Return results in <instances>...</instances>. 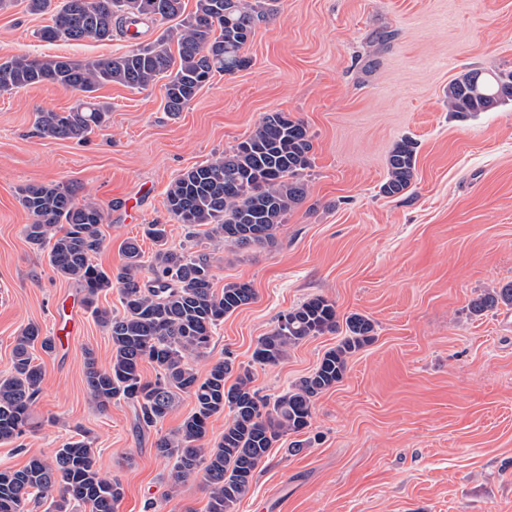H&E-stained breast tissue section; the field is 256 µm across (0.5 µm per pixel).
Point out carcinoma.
I'll return each mask as SVG.
<instances>
[{"mask_svg":"<svg viewBox=\"0 0 512 512\" xmlns=\"http://www.w3.org/2000/svg\"><path fill=\"white\" fill-rule=\"evenodd\" d=\"M32 15L51 13L39 30L45 41L110 40L119 35L139 40L157 20L182 17V0H24ZM272 0H196L195 11L154 41L107 59L73 60L15 55L0 63V92L42 83L59 84L80 95L67 111L41 109L36 132L45 138L84 140L106 127L111 106L93 93L107 84L146 89L163 84L165 111L186 109L214 74L231 75L250 64L244 48L257 21L272 11ZM448 111L491 112L512 101V73L494 76L469 71L448 84ZM312 142L305 122L286 112H266L255 130L218 157L177 175L168 185L165 206L170 218L194 230L206 227L209 238L240 249L270 246L290 211L301 205L307 188L303 173L311 167ZM414 143L403 139L391 151L386 196H399L414 178ZM20 203L29 216L26 240L47 252L55 273L80 285L84 302L112 341L110 364L102 368L85 351L84 373L90 399L105 410L123 399L136 410L137 426L159 430L176 397L191 395L194 411L174 430L155 441L157 453L173 460L168 478L176 488L202 475L208 512H232L247 492L259 464L284 435L308 428L314 400L339 383L349 358L371 344L375 327L360 314L346 318V336L327 350L314 371L274 400L259 396L249 369L235 371L226 357L200 376L191 359L206 356L224 316L251 303L248 282L214 288L209 254L168 246L163 224H147L155 251L149 259L135 239L124 243L122 262L105 270L93 262L103 246L104 211L75 200L63 183L27 185ZM148 275H142V270ZM118 285L122 312L98 306L99 293ZM512 306V283L473 302L476 313L498 305ZM335 304L314 296L278 315L276 325L257 341L253 359L278 363L304 340L336 330ZM55 348L36 323L15 337L10 369L0 375V443L20 438L29 410L41 392L42 368L30 349ZM157 368L146 380L141 366ZM236 374L234 383L226 378ZM230 419L218 442L207 439L210 419L224 411ZM123 496L121 481L100 476L84 441L62 444L52 460L31 457L19 469H0V512H30L31 503L54 499V512H116Z\"/></svg>","mask_w":512,"mask_h":512,"instance_id":"carcinoma-1","label":"carcinoma"}]
</instances>
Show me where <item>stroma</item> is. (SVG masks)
<instances>
[{
	"label": "stroma",
	"mask_w": 512,
	"mask_h": 512,
	"mask_svg": "<svg viewBox=\"0 0 512 512\" xmlns=\"http://www.w3.org/2000/svg\"><path fill=\"white\" fill-rule=\"evenodd\" d=\"M48 16L24 0L0 9V62L11 56L106 59L131 41L46 42ZM250 65L215 75L172 117L163 87L99 89L107 127L87 140L36 134L38 109L64 111L77 95L52 83L0 93V374L14 339L38 323L56 339L34 350L43 368L25 434L0 443V469L52 458L86 439L101 474L118 477L117 512H207L200 478L171 488L169 459L135 410L90 401L84 352L107 366L112 344L91 313L65 335L84 292L58 277L23 233L19 190L62 182L105 212L95 263L122 261L126 240L144 254L143 227L206 252L215 288L250 283L252 303L225 316L199 374L231 357L274 398L307 376L341 332L310 338L276 365L253 361L280 313L322 296L339 316L371 318L376 340L350 357L339 384L314 402L289 453L283 436L258 466L235 512H512V306L476 313L481 295L512 282V102L464 118L448 110L450 82L472 71H512V0H276L245 48ZM288 112L312 136L307 196L274 245L240 250L189 236L170 220L165 191L178 174L247 138L263 113ZM416 144L408 192L384 196L387 160Z\"/></svg>",
	"instance_id": "obj_1"
}]
</instances>
